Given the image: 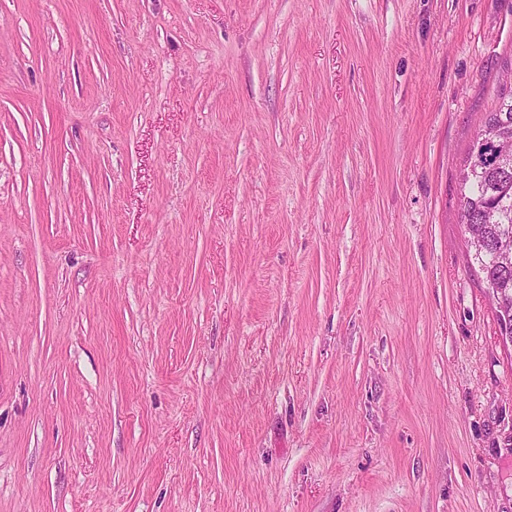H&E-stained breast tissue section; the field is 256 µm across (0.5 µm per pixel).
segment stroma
I'll list each match as a JSON object with an SVG mask.
<instances>
[{"mask_svg": "<svg viewBox=\"0 0 512 512\" xmlns=\"http://www.w3.org/2000/svg\"><path fill=\"white\" fill-rule=\"evenodd\" d=\"M511 64L512 0H0V512H512ZM497 129L500 137L512 139V89H504L497 98L492 110L487 112L480 130ZM476 135V136H477ZM475 142L469 148L460 179V202L464 218L474 226V236L468 241L471 268L480 275L482 281L491 280L499 286V306L501 293L507 299L506 310L497 314L500 325L512 323V268L504 273L493 261L494 250L503 235L512 237V160L503 168L481 170L472 166L471 154ZM491 207L502 210L500 224H482L485 213ZM477 265L478 270H476Z\"/></svg>", "mask_w": 512, "mask_h": 512, "instance_id": "1", "label": "stroma"}]
</instances>
